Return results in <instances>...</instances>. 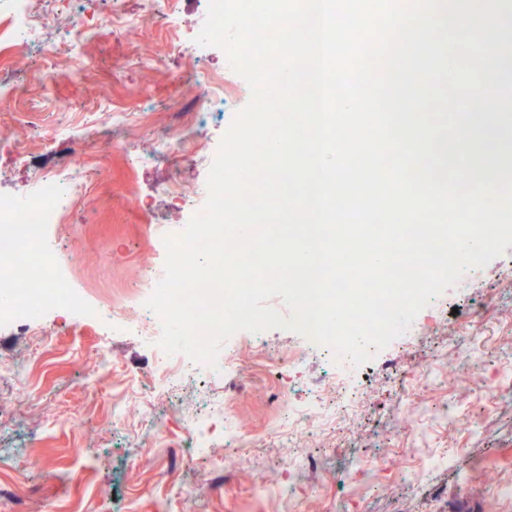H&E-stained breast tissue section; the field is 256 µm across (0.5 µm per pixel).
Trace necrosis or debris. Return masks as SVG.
Returning <instances> with one entry per match:
<instances>
[{
	"mask_svg": "<svg viewBox=\"0 0 512 512\" xmlns=\"http://www.w3.org/2000/svg\"><path fill=\"white\" fill-rule=\"evenodd\" d=\"M12 11L8 42L12 48L24 49L30 44H47L50 56H65L70 62H79L85 48L99 37L103 28L115 31L129 25V18L120 8L112 10L102 18H83L74 34L66 41H50L48 35L53 27L48 17L52 0H10ZM224 99V79L218 75H201L197 92L190 102L195 127L191 135L165 132L155 141L153 152L171 157L173 164H180L188 156L194 142L200 141L203 130L200 126L205 114L211 112L216 103ZM59 141L69 150L60 166L53 171L41 173L25 198L0 195V325L33 321L42 316L65 311L76 320H100L111 318L112 329L118 334L139 337L142 343L155 351V378L168 389H177L190 378H225L224 391L236 389L234 375L239 361L237 351L225 348L224 359L216 367L192 362L181 353L167 354L157 348L161 335V320L146 308L145 303L164 275L163 265L157 264L146 272L135 285L134 304L104 309L88 301L80 283L81 266L78 259L55 248L45 229L63 223L67 211L75 204L87 200L91 195L89 183L74 166L78 152L73 147L74 137L70 130H63ZM27 269L25 279H17L11 269L15 265ZM482 330L480 321H472L455 338L460 354L453 360L451 368L463 380L479 385L497 396L512 395V361L501 369L500 378L485 379L477 361L472 360L468 347L474 346ZM252 351L264 362L275 367L287 379L292 391L302 390L318 404V412L306 407L285 402L281 406L276 432L278 436L294 441L317 435L321 419L344 411H352L364 405L368 394L351 393L346 389V378L354 372L348 360L335 359L330 348H319L320 357L329 360L330 368L323 381L311 383L302 378L299 366L305 353L291 355L269 351L262 337H252L248 342ZM182 445L186 448L205 447L210 433H220L224 446L232 454L233 461L240 462L249 448L259 441L252 431L239 427L226 409L224 398L211 401L206 412H185L181 417Z\"/></svg>",
	"mask_w": 512,
	"mask_h": 512,
	"instance_id": "necrosis-or-debris-1",
	"label": "necrosis or debris"
}]
</instances>
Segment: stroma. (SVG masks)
Wrapping results in <instances>:
<instances>
[{
    "label": "stroma",
    "instance_id": "1",
    "mask_svg": "<svg viewBox=\"0 0 512 512\" xmlns=\"http://www.w3.org/2000/svg\"><path fill=\"white\" fill-rule=\"evenodd\" d=\"M142 2L120 4L138 28L104 34L86 47L81 67L62 61L53 73L57 99L106 101L131 113L121 132L102 124L80 131L84 166L100 171L92 181L94 201L73 206L66 226L49 233L78 258L84 292L95 302L107 293L113 303L130 302V284L160 260L158 229L172 232L187 222L186 209L172 205L163 186L178 176L186 198L199 199L224 132L251 99L248 83L229 68L222 49L205 50L189 66L182 47L190 34L175 47L165 36L168 18L144 14ZM200 70L224 77V103L210 116L206 147L176 170L163 160L133 165L111 148L120 139L151 151L157 133L185 122L174 101L192 88ZM42 93L40 49L12 54L0 64V140L27 155L18 163L11 152L0 151V195L25 196L36 173L58 163L50 140L58 113L42 112L33 128L17 112L19 101H38ZM101 273L111 277V290L98 288ZM482 306L487 314L480 360L489 377L512 342V246L467 282L435 297L426 309L436 318L431 330L373 352L350 376V390L371 399L357 414L302 441L322 478L298 483L301 512H512V499L495 495L497 483L512 480V399L463 387L448 376L454 330ZM43 325L49 337L39 336ZM43 325L0 326V398L16 393L6 378L10 368L30 367L29 401L0 417V512H169L174 491L189 485L198 488L195 512H284L285 503L253 495L251 484L258 464L266 465L269 480H288L276 463L293 449L269 437L285 392L278 374L252 365L246 346L238 348L242 367L228 410L264 441L253 449L251 462L209 486L203 478L211 458L223 456V444L191 461L175 450L182 412L203 410L223 395V382L193 380L173 395L154 387L155 355L137 337L113 334L103 324H74L63 312ZM103 345L110 351L104 368L96 356ZM435 354L440 360L432 382L417 391L394 382L392 367ZM448 401L455 423L427 414L428 406ZM118 410L123 421L117 425ZM470 418L483 423L477 434L459 427ZM406 419L414 434L403 440L395 432ZM374 441L388 447L387 458L377 469L354 472L352 460L370 453Z\"/></svg>",
    "mask_w": 512,
    "mask_h": 512
}]
</instances>
